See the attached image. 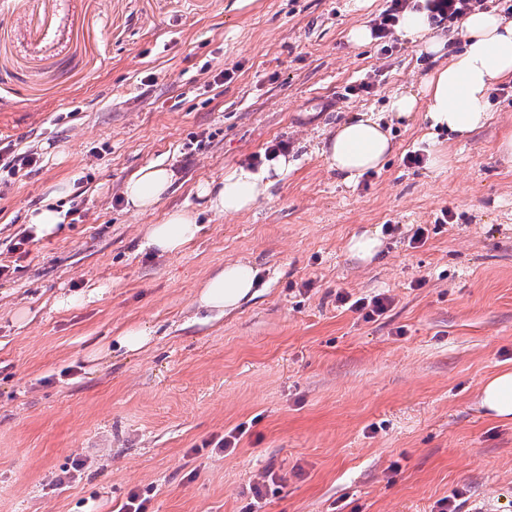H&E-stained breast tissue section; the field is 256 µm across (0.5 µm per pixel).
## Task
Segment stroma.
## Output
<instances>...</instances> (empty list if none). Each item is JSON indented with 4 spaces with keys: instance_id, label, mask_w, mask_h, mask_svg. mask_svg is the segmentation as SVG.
I'll return each mask as SVG.
<instances>
[{
    "instance_id": "stroma-1",
    "label": "stroma",
    "mask_w": 512,
    "mask_h": 512,
    "mask_svg": "<svg viewBox=\"0 0 512 512\" xmlns=\"http://www.w3.org/2000/svg\"><path fill=\"white\" fill-rule=\"evenodd\" d=\"M387 6L0 0V145L42 156L0 189V512H115L133 490L151 512H243L267 471L261 512H432L457 491L461 512H512V421L477 402L512 370V81L464 140L398 118L392 96L421 93L432 63L401 37L388 53L349 37ZM363 115L394 152L348 185L320 149ZM276 139L295 167L253 210L199 213L182 253L140 251L142 227ZM433 143L443 170L405 164ZM151 164L176 179L137 215L121 191ZM62 183L60 232L25 241ZM366 230L370 263L348 252ZM236 260L260 268L255 297L196 309L198 282ZM382 292L376 320L337 300ZM132 325L149 345L117 350ZM381 247L379 234L367 230L359 235H353L348 242L349 253L364 262L373 260L380 253Z\"/></svg>"
}]
</instances>
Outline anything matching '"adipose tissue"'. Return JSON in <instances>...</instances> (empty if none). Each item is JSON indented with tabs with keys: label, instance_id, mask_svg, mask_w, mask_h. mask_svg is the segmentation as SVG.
Segmentation results:
<instances>
[{
	"label": "adipose tissue",
	"instance_id": "obj_1",
	"mask_svg": "<svg viewBox=\"0 0 512 512\" xmlns=\"http://www.w3.org/2000/svg\"><path fill=\"white\" fill-rule=\"evenodd\" d=\"M401 33L419 52L437 59L439 65L426 80L423 97L394 95L392 112L400 117L410 116L422 99L426 102L424 119L431 128L465 137L484 127L489 119L488 96L494 84L512 79V19L492 10L465 15L459 24L462 47L454 53L447 52L448 37L434 34L425 13H409ZM393 150L391 138L379 120L365 116L339 124L325 140L322 152L330 169L352 184L364 173L379 169ZM291 167L283 155L257 169L247 165L231 167L223 180L197 185L199 209L227 216L250 211ZM174 181L175 173L169 168L150 165L140 169L122 188L128 210H154ZM197 211L175 209L166 214L162 223L147 225L141 250L158 256L183 251L200 230ZM258 281L259 270L251 263H226L201 283L195 303L199 309L220 315L232 312L254 297ZM479 402L491 417L512 420V371L487 379L479 391Z\"/></svg>",
	"mask_w": 512,
	"mask_h": 512
}]
</instances>
